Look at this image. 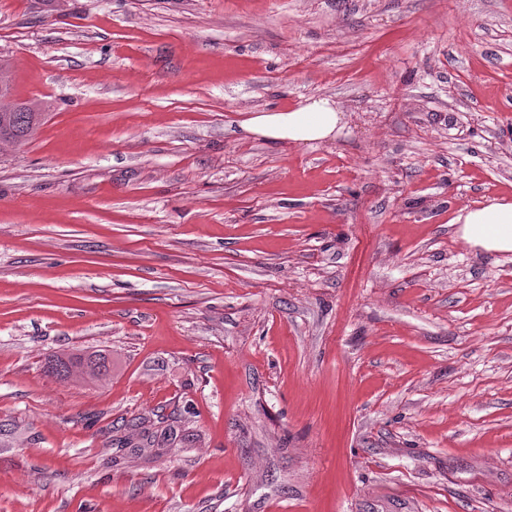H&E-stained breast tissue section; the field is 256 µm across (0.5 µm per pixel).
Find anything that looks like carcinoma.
Listing matches in <instances>:
<instances>
[{"mask_svg": "<svg viewBox=\"0 0 512 512\" xmlns=\"http://www.w3.org/2000/svg\"><path fill=\"white\" fill-rule=\"evenodd\" d=\"M41 105L23 101L21 108L10 112L0 111V142L7 141L18 146L26 144L43 124ZM118 361L112 351L90 348L52 353L47 357L45 370L48 374L66 378L75 384L103 387L112 379ZM179 418L157 417L150 420L133 417L117 430L112 438V447L127 455H152L163 448L177 444L180 429L175 426Z\"/></svg>", "mask_w": 512, "mask_h": 512, "instance_id": "obj_1", "label": "carcinoma"}]
</instances>
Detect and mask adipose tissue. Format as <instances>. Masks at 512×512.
I'll return each instance as SVG.
<instances>
[{
    "label": "adipose tissue",
    "instance_id": "obj_1",
    "mask_svg": "<svg viewBox=\"0 0 512 512\" xmlns=\"http://www.w3.org/2000/svg\"><path fill=\"white\" fill-rule=\"evenodd\" d=\"M347 116L328 97L308 98L288 110L252 113L238 124L242 138H261L274 144L313 147L341 134ZM456 235L469 248L481 252L512 254V199L491 196L475 205L459 207Z\"/></svg>",
    "mask_w": 512,
    "mask_h": 512
}]
</instances>
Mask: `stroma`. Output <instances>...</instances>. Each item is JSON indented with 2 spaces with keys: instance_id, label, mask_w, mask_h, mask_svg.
I'll list each match as a JSON object with an SVG mask.
<instances>
[{
  "instance_id": "stroma-1",
  "label": "stroma",
  "mask_w": 512,
  "mask_h": 512,
  "mask_svg": "<svg viewBox=\"0 0 512 512\" xmlns=\"http://www.w3.org/2000/svg\"><path fill=\"white\" fill-rule=\"evenodd\" d=\"M0 80V512H512V254L449 223L512 197V0H0ZM346 124L347 116L336 101L313 97L288 110L252 112L238 123V129L244 139L313 147L336 140ZM20 104L23 107L10 112H2L0 105V142L25 145L43 124L41 105L27 101ZM117 368L118 361L112 356V351L104 348L52 353L45 363L49 375L95 387L107 385ZM178 422L181 420L175 416H170L169 419L158 415L153 421L144 417H133L126 420L123 427L116 431L112 446L128 456L156 454L161 449L172 448L177 441L183 440V435H179L180 425H174Z\"/></svg>"
}]
</instances>
